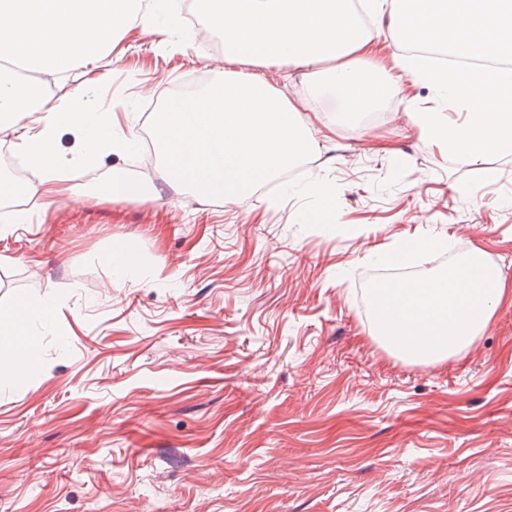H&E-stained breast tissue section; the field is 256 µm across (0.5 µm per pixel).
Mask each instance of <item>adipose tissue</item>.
Listing matches in <instances>:
<instances>
[{
    "instance_id": "ef3b65f1",
    "label": "adipose tissue",
    "mask_w": 512,
    "mask_h": 512,
    "mask_svg": "<svg viewBox=\"0 0 512 512\" xmlns=\"http://www.w3.org/2000/svg\"><path fill=\"white\" fill-rule=\"evenodd\" d=\"M366 10L365 25L353 0H206L207 22L223 34L228 62L300 69L303 79L337 91L344 116L376 109L398 72H410L466 115L450 126L442 113L417 110L424 143H442L449 153L476 160L512 152V66L484 65L490 58L512 63V0H366ZM151 20L150 0H0V133L28 122L19 147L44 172L36 189L1 176L0 199L36 196L50 205L60 192L59 168L78 173L96 167L130 144L113 134L111 122L100 121L86 98L65 97L43 109L42 84L19 80L12 63L58 80L76 64L111 53L117 37ZM385 20L402 37L425 38L482 65L432 72L413 57L386 59L374 36ZM318 124L329 130L334 120L274 93L255 75L227 71L156 113L152 139L170 189L239 203L299 162ZM64 128L82 142L68 161L56 150ZM30 313L27 307L0 311L1 378L21 380L33 368L28 349L16 341Z\"/></svg>"
}]
</instances>
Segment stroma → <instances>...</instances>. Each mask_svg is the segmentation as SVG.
Masks as SVG:
<instances>
[{"instance_id": "obj_1", "label": "stroma", "mask_w": 512, "mask_h": 512, "mask_svg": "<svg viewBox=\"0 0 512 512\" xmlns=\"http://www.w3.org/2000/svg\"><path fill=\"white\" fill-rule=\"evenodd\" d=\"M173 15L162 0L97 84L75 65L48 104L80 92L140 133L170 88L225 66L201 28L174 41ZM251 71L333 105L285 66ZM410 101L437 105L403 76L245 205L164 188L135 151L84 171L81 200L15 201L29 217L0 234V309H47L27 326L40 375L0 380V512H512V154L425 145ZM116 171L161 197L106 198ZM315 180L333 196L301 192ZM424 235L504 278L482 333L430 363L373 335L365 295L374 260Z\"/></svg>"}]
</instances>
